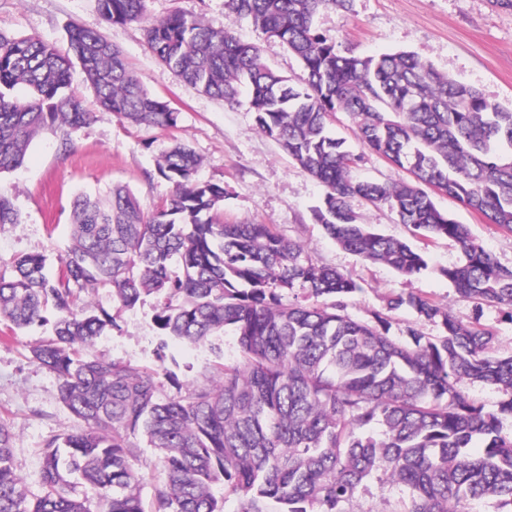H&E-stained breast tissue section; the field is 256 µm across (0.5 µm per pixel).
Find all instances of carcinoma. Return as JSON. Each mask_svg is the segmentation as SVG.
Returning a JSON list of instances; mask_svg holds the SVG:
<instances>
[{"label":"carcinoma","mask_w":512,"mask_h":512,"mask_svg":"<svg viewBox=\"0 0 512 512\" xmlns=\"http://www.w3.org/2000/svg\"><path fill=\"white\" fill-rule=\"evenodd\" d=\"M351 0H224L278 39L301 63L300 82L267 66L258 47L230 30L175 13L146 17V0H99L109 23L146 21L148 48L183 82L239 104L249 87L259 132L275 140L325 188L315 220L341 247L404 275L427 268L425 254L363 224L354 197L386 204L427 240L448 238L459 264L440 269L459 298L512 317V268L501 266L423 186H436L485 220L512 232V108L405 52L362 58L313 24L322 9ZM82 65L104 112L134 123L177 126L178 113L149 94L121 52L98 31L73 24L68 53L38 36L0 32V173L18 169L33 136L55 131L62 149L96 119L67 93L71 58ZM31 90L27 100L13 90ZM348 113L360 151L327 132ZM385 157L415 180L379 183L353 174L364 151ZM199 160L174 141L159 177L169 191L149 213L126 187L107 198L73 201L71 243L58 275L41 255H22L0 272V320L16 329L47 324L53 336L29 349L54 373L62 402L84 422L40 448L41 489L27 490L13 469V436L0 420V512H91L73 495L82 481L97 512H146L130 436L141 431L160 452L164 482L151 512H223L212 486L240 500L239 512H353L360 486L377 476L404 486L395 512H460L463 501L496 500L512 512V355L492 349L493 331L463 323L423 293L398 295L388 311L411 308L440 323V336L414 324L389 335L387 315L348 313L360 290L348 275L321 266L304 245L266 224H226L216 207L224 187L195 178ZM21 223L0 191V224ZM98 288L123 308L156 294L163 335L206 345L230 328L238 360L214 347L212 375L177 397L160 395L157 372L92 354L115 318L89 299ZM464 380L503 396L490 412L461 390ZM480 441L484 452L470 453Z\"/></svg>","instance_id":"1"}]
</instances>
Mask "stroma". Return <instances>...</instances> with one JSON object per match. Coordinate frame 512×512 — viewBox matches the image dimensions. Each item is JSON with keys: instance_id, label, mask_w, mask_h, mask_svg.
<instances>
[{"instance_id": "1", "label": "stroma", "mask_w": 512, "mask_h": 512, "mask_svg": "<svg viewBox=\"0 0 512 512\" xmlns=\"http://www.w3.org/2000/svg\"><path fill=\"white\" fill-rule=\"evenodd\" d=\"M176 12L231 28L241 41L257 45L272 69L293 80L300 78L298 59L250 19L225 10L224 0H146L148 17ZM73 23L104 33L120 48L144 88L176 109L178 124L172 129L138 125L100 111L81 64L73 63L71 90L97 119L74 132L75 148L69 154L63 153L51 130H44L33 139L22 166L0 175V188L11 192L21 216L20 223L0 224V271L16 256L40 254L48 271L58 274L68 245L71 204L78 193L105 195L113 185L122 184L145 211H152L168 192L158 175L160 153L179 139L200 160L198 179L223 186L218 212L225 223L269 225L282 236L301 241L318 264L347 273L361 284L348 307L354 318L369 320L386 313L391 317V336H402L412 323L424 335H439L440 324L418 320L408 309H387L391 296L424 293L448 307L459 321L478 320L490 327L495 350L512 353V321L496 307L458 298L453 285L440 275V268L460 260L455 242L413 238L386 206L356 197L350 205L363 223L383 235L410 241L424 251L428 267L403 276L342 248L313 216L323 186L258 131L248 104L226 106L165 68L146 45L143 23H106L98 0H0V31L10 35H36L64 51ZM315 26L361 57L416 53L440 73L478 88L489 102L512 108V9L498 7L494 0H352L350 11L319 12ZM434 201L458 223L468 225L476 242L501 265L512 268V233L445 194H435ZM91 300L110 309L117 322L97 340L94 354L156 370L162 396L174 397L181 387L205 382L215 361L213 347H220L225 362L238 358L237 337L229 328L208 346L172 339L166 349H159L154 296L142 297L130 308L113 305L104 289L93 292ZM48 336L43 328L14 331L0 322V416L14 436L13 466L34 492L40 485L39 450L44 442L82 426L62 403L56 376L29 357V346ZM130 441L132 462L144 479L142 496L148 501L154 486L164 480L159 454L143 434L132 435ZM405 496L403 487L373 477L361 488L357 507L359 512H396Z\"/></svg>"}]
</instances>
